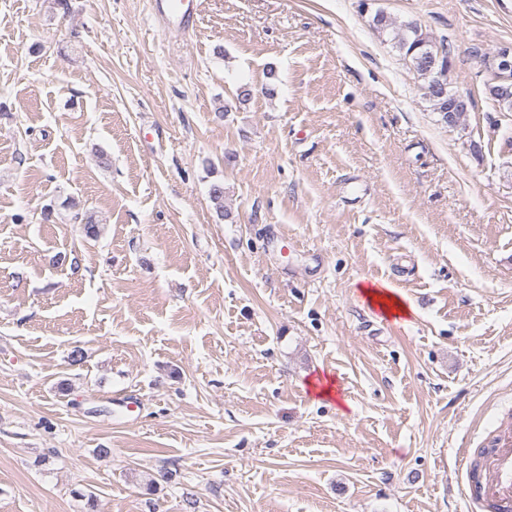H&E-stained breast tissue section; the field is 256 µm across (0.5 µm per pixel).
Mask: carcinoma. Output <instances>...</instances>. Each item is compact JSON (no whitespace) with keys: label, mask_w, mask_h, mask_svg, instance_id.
Here are the masks:
<instances>
[{"label":"carcinoma","mask_w":512,"mask_h":512,"mask_svg":"<svg viewBox=\"0 0 512 512\" xmlns=\"http://www.w3.org/2000/svg\"><path fill=\"white\" fill-rule=\"evenodd\" d=\"M372 23L379 30H392L394 47L422 81L421 89L433 111L440 115L444 124L458 125L466 113L448 111L457 92L448 89L452 52L447 44L436 43L418 23L408 21L398 26L381 11L375 13Z\"/></svg>","instance_id":"obj_1"}]
</instances>
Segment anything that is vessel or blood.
Wrapping results in <instances>:
<instances>
[{
  "label": "vessel or blood",
  "mask_w": 512,
  "mask_h": 512,
  "mask_svg": "<svg viewBox=\"0 0 512 512\" xmlns=\"http://www.w3.org/2000/svg\"><path fill=\"white\" fill-rule=\"evenodd\" d=\"M167 21L187 29L195 21L193 0H161ZM470 512H512V428L503 427L478 462L457 476Z\"/></svg>",
  "instance_id": "obj_1"
}]
</instances>
